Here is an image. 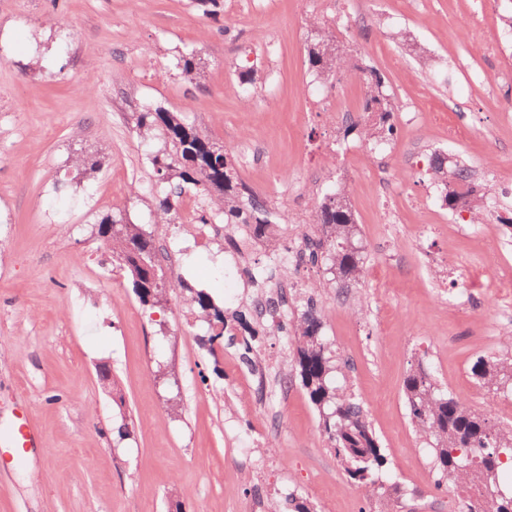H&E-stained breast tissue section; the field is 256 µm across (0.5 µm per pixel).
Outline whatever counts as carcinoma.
Segmentation results:
<instances>
[{
  "mask_svg": "<svg viewBox=\"0 0 512 512\" xmlns=\"http://www.w3.org/2000/svg\"><path fill=\"white\" fill-rule=\"evenodd\" d=\"M307 62L318 75L328 76L351 68L364 82L363 116L350 122L346 133L357 132L372 150L394 140L397 126L393 109L386 100L383 81L373 67L353 60L329 31L319 34L307 48ZM133 120L138 130L155 133L164 143V148L151 158L153 171L163 185L156 198L157 226L164 228L175 223L180 198L188 187L204 202L201 214L196 217L198 224L209 223L207 215L215 213L249 237L270 241L274 228L287 223L285 214L259 200L233 172L229 153L213 158L209 136L181 116L158 108L137 112ZM428 175L433 183L446 188L443 202L448 209H464L479 222L492 218L501 224L509 223L495 213L487 194H478L467 167L457 163L450 166L448 157L434 152L429 157ZM313 223L316 234L303 237L304 247L297 253L299 262L320 263L339 281L359 282L364 250L357 239V223L344 186L315 206ZM92 234L110 243L112 261L129 274L140 302L151 308H165L168 291L175 284L155 278L160 251L154 232L138 224H125L120 215L107 214L94 225ZM177 285L191 293L196 313L214 330L211 340L223 337L228 328L224 310L212 304L207 294L194 291L183 281ZM232 320L249 334L244 340L242 358L250 363L252 341L259 336V330L252 326L244 311L234 312ZM277 331L288 336L289 356L348 482L372 496H387L391 491L399 498L404 496L399 486H386V459L363 406L351 392L336 386V374L348 367V360L322 335L313 300L306 301V309L300 313L279 320ZM471 374L484 385L512 394V361L480 358L471 367ZM403 392L412 425L432 453L437 487L450 482L458 487L475 485L479 481L492 489L500 486L499 474L506 462H512V428L501 429L485 416L466 410L420 364L405 376ZM459 512H512V492L503 493L491 504L480 503L476 494L469 495L461 502Z\"/></svg>",
  "mask_w": 512,
  "mask_h": 512,
  "instance_id": "obj_1",
  "label": "carcinoma"
}]
</instances>
